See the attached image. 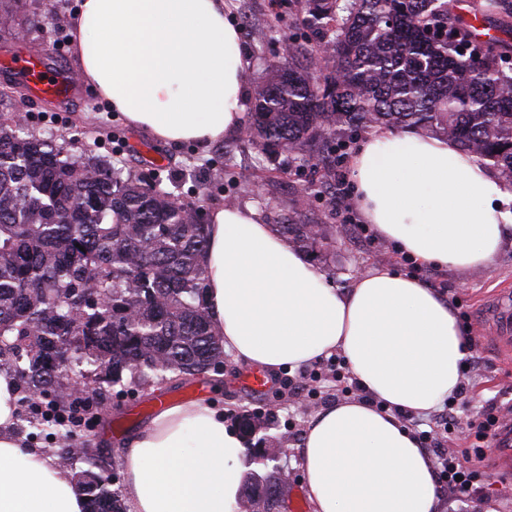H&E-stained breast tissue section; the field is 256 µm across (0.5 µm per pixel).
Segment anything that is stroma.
Returning a JSON list of instances; mask_svg holds the SVG:
<instances>
[{
	"instance_id": "stroma-1",
	"label": "stroma",
	"mask_w": 512,
	"mask_h": 512,
	"mask_svg": "<svg viewBox=\"0 0 512 512\" xmlns=\"http://www.w3.org/2000/svg\"><path fill=\"white\" fill-rule=\"evenodd\" d=\"M13 11L16 23L30 29L27 40L19 41L0 32V114L19 113L28 129L66 133L90 146L96 153L116 159L129 158L134 147L148 144L159 154L170 157L165 174L178 184L184 199L197 197L199 186H207L206 208L232 202L257 208L265 220L287 216L296 207L298 191L303 184L320 178L322 168L316 163L297 167L291 154L282 152L267 158L259 155L243 135H235L222 143L202 150L190 143L166 145L147 131L127 124L121 113L112 111L101 96L73 102L58 110L47 103H38L29 96L22 77L9 68L10 59L21 55H37L56 49L49 64L56 70L75 73L72 30L81 0H0ZM231 15L241 27L243 43L251 56L246 81L264 76L268 65L282 62L283 45L288 36L302 29L305 0H227ZM355 145L345 142L343 156L336 167V179L342 194L335 209H327L312 201L306 206L307 217L320 224L331 225L334 247L330 253L315 250L309 261L324 271L334 284L347 286L357 271L378 265L404 269L400 253L379 237L359 234L362 219L355 206L349 174V162ZM234 163L232 178L220 177L225 159ZM420 279L445 296L459 294L472 312V351L481 358V371L468 402L458 414L468 420L487 400L504 406L512 403V358L502 356L492 342L487 329V308L496 289H512V231L505 236L503 247L489 266L477 271L437 270L423 268ZM250 369L232 355L224 357V371L212 374L201 384L170 382L161 388L162 400L169 404L186 401L196 387H203L207 402L224 412V422L238 427L242 411H256L268 428L263 435L265 445L279 449L276 461L288 474L284 490L287 504L303 500L302 512H313L306 503L305 478L297 461V449L310 417L327 406L343 401L332 376L314 383L316 396L310 401L296 400L288 384L298 381L295 370L282 369L267 374L262 392L256 393L245 384ZM149 392L139 391L123 397H110L98 408L104 421L81 427L78 437L92 439L95 447L111 449L116 470H123L122 450L143 426L151 422L156 412ZM447 512H512V479L489 473L482 499L465 502L449 501Z\"/></svg>"
}]
</instances>
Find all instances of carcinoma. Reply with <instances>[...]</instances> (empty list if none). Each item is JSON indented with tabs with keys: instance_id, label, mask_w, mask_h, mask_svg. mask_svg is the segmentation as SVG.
I'll use <instances>...</instances> for the list:
<instances>
[{
	"instance_id": "obj_1",
	"label": "carcinoma",
	"mask_w": 512,
	"mask_h": 512,
	"mask_svg": "<svg viewBox=\"0 0 512 512\" xmlns=\"http://www.w3.org/2000/svg\"><path fill=\"white\" fill-rule=\"evenodd\" d=\"M457 0H306L312 36L288 39V67L253 84L248 141L288 151L300 164L336 135L385 125L444 136L512 183V43L482 40ZM345 12L339 16L338 11ZM472 16L512 33V0H476ZM327 74L310 71L313 60ZM299 200L336 207V165ZM147 182L62 134L0 123V368L22 396L15 429H49L57 463L74 477L89 512H125L104 449H79L70 420L89 398L69 392L54 366L72 351L73 374L99 398L188 379L224 360L206 306L207 224L194 202ZM277 230L304 251L326 246L324 224L290 216ZM272 470L246 487L251 504L287 509Z\"/></svg>"
}]
</instances>
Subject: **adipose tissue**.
Here are the masks:
<instances>
[{
    "label": "adipose tissue",
    "instance_id": "obj_1",
    "mask_svg": "<svg viewBox=\"0 0 512 512\" xmlns=\"http://www.w3.org/2000/svg\"><path fill=\"white\" fill-rule=\"evenodd\" d=\"M225 8L82 0L78 71L130 126L208 149L241 133L249 98L250 55ZM349 168L364 221L418 263L464 271L499 254L508 192L455 141L374 126ZM203 264L213 329L236 360L273 372L337 353L368 394L306 427L299 457L313 512H446L433 460L402 419L459 387L469 350L446 298L389 265L334 285L251 205L211 210ZM16 395L1 369L0 512H88L72 473L15 430ZM123 455L127 512H237L251 466L244 437L194 402L163 409Z\"/></svg>",
    "mask_w": 512,
    "mask_h": 512
}]
</instances>
